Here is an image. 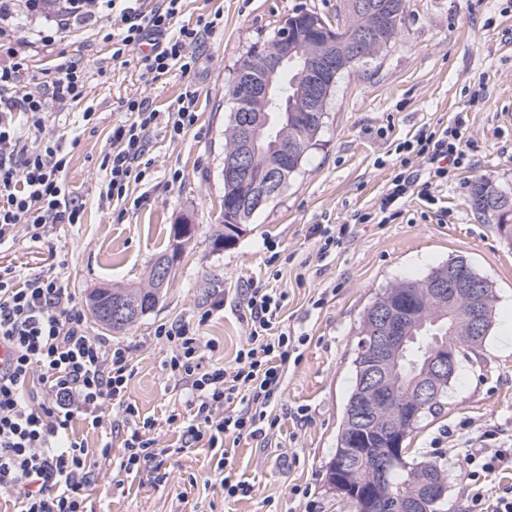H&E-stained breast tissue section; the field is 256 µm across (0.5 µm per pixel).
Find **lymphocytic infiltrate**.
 I'll use <instances>...</instances> for the list:
<instances>
[{
	"label": "lymphocytic infiltrate",
	"mask_w": 512,
	"mask_h": 512,
	"mask_svg": "<svg viewBox=\"0 0 512 512\" xmlns=\"http://www.w3.org/2000/svg\"><path fill=\"white\" fill-rule=\"evenodd\" d=\"M31 14L50 18L57 32L93 24L98 6L111 10L112 56L151 42L141 56L146 73L162 78L173 69L189 73L201 46L219 28L220 13L198 17L193 25L170 35L184 0H155L143 11L140 0H25ZM24 58L0 66V244L24 236L36 242L53 224H77L82 206L68 191L63 174L70 163L65 138H47V114L58 104H80L85 98L84 69L69 62L51 85H21ZM196 95L181 93L172 110H157L149 97L126 100L123 120L112 128L110 146L102 160L105 172L99 196L122 206L133 185L144 181L152 165L148 156L152 134L165 125L171 138L188 133L197 121ZM406 153L428 163L425 174L400 172L390 181L376 213L390 223V207L411 195L429 196L447 183L450 171L442 159L460 165L464 152L460 130L448 126L405 141ZM284 296L261 283L245 293L248 336L231 366H208L200 328L224 301L211 297L192 319L160 325L155 336L171 350L167 362L181 382L185 413L170 415L181 430L183 447L207 442L223 448L227 439H264L277 427L269 407L284 383V371L298 348L276 325ZM0 344L11 361L0 370V497L9 512H89V490L99 460L109 459L111 442L90 451L71 433L74 419L88 429H106L103 409L115 404L124 413L123 455L119 468L126 473L142 466H162L166 449L150 437L151 420L141 419L126 400L132 377L129 352L88 334L83 313L68 289L57 279L33 275L23 279L0 266ZM38 378V394H27L31 378ZM465 461L470 512H512V494L486 501L483 484L496 472L512 470V448H470Z\"/></svg>",
	"instance_id": "obj_1"
}]
</instances>
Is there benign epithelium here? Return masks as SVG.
<instances>
[{"label":"benign epithelium","instance_id":"7a95c632","mask_svg":"<svg viewBox=\"0 0 512 512\" xmlns=\"http://www.w3.org/2000/svg\"><path fill=\"white\" fill-rule=\"evenodd\" d=\"M358 7L369 23L357 34L342 28L332 30L324 19L310 13L306 17L310 36L304 40L278 38L265 53L259 68L248 64L238 69L236 151L224 162V178L247 196L256 198L257 205L270 201L288 179V149L268 147L271 141L282 142L284 134H272L263 119L264 112L274 103L280 74L300 63L295 76L300 111L314 113L319 122L338 74L345 66L370 56L360 50L361 45L370 40L378 46L389 43L384 34L385 5L363 0ZM259 157L264 161L258 166ZM496 194L492 184L478 181L470 205L478 211H488L489 202ZM487 285L486 280L475 284L465 273L455 270L448 273V281L431 285L433 299L448 306V335L436 339L422 362H410L414 379L400 396L396 395L398 363L414 353L418 342L416 330L423 323V313L407 304L387 302L375 307L370 336L355 361L358 386L345 425L364 432L385 424L388 448L379 457L367 454L365 448H342L328 465L329 485L337 494L355 501L359 512H376L384 495L392 490L383 481L368 487L354 485L350 474L352 462L362 458L384 475L405 464L408 449L404 444L415 429L420 412L442 394L456 371L457 320L465 321L474 349L481 346L490 329L491 310L483 293ZM446 492L442 477L431 474L413 490L397 495V508L399 512H429V506L443 500Z\"/></svg>","mask_w":512,"mask_h":512}]
</instances>
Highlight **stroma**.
<instances>
[{
  "mask_svg": "<svg viewBox=\"0 0 512 512\" xmlns=\"http://www.w3.org/2000/svg\"><path fill=\"white\" fill-rule=\"evenodd\" d=\"M335 20L343 0H186L173 27L223 10L224 24L196 48L190 73L171 71L153 82L139 49L112 57V15L95 25L33 45L28 72L50 83L62 64L85 68L83 105L66 104L48 115L44 135L73 140L65 174L68 188L85 203L79 224H54L45 238L0 245V265L21 276L55 277L79 310L98 288H142L155 258L170 248L172 225L195 226L172 268L154 310L120 332L87 320L89 334L128 349L133 375L127 399L153 420L152 437L164 448L180 434L169 425L183 411L184 391L169 373L168 348L154 337L160 324L197 314L207 294L219 290L224 309L201 332L216 348L209 364H232L245 344L244 291L263 281L283 292L279 328L305 336L297 361L285 368L272 409L279 428L268 442L240 439L229 456L200 444L166 457V481L151 467L120 471L122 434L99 465L90 495L94 512H350L327 483L347 399L355 384L353 360L365 307L395 282L418 280L432 268L461 257L492 286L491 329L476 355L461 360L439 406L425 414L407 439L408 456L435 459L449 472L444 512H468L463 458L468 448L512 446V350L501 338L512 330V240L497 218L471 209L475 181L512 194V0H406L395 38L374 59L339 76L317 143L284 191L270 201L236 243L224 246V130L233 104L228 90L252 46L274 35L299 9ZM196 93V125L171 140L157 129L150 145V178L134 189L140 202L124 214L100 206V167L123 104L146 95L160 111L173 108L185 89ZM95 112L83 124V106ZM461 125L465 157L447 185L432 197L411 196L388 224H361L375 213L390 179L403 165L399 143L440 125ZM317 224L347 225L328 254L318 251ZM279 272L268 278L269 269ZM249 482L243 498L224 496L226 470Z\"/></svg>",
  "mask_w": 512,
  "mask_h": 512,
  "instance_id": "35a3bbf8",
  "label": "stroma"
}]
</instances>
